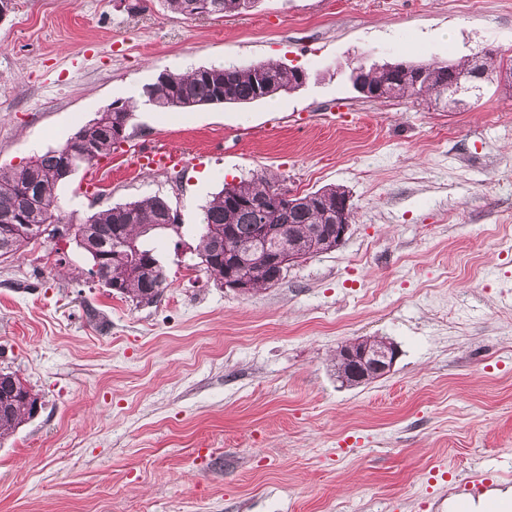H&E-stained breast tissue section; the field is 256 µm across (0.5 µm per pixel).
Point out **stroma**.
Returning <instances> with one entry per match:
<instances>
[{
    "label": "stroma",
    "mask_w": 512,
    "mask_h": 512,
    "mask_svg": "<svg viewBox=\"0 0 512 512\" xmlns=\"http://www.w3.org/2000/svg\"><path fill=\"white\" fill-rule=\"evenodd\" d=\"M501 69L449 104L369 100L357 62ZM270 61L306 71L279 105L164 111L162 72ZM127 141L57 190L63 221L164 197L148 240L169 282L138 306L93 282L75 241L0 259V371L39 414L0 439V512H451L456 487H512V0H258L222 18L165 0H13L0 20V166L65 143L108 105ZM145 141L183 151L147 172ZM336 185L342 246L239 295L196 255L202 207L252 175ZM359 336L401 355L348 387Z\"/></svg>",
    "instance_id": "1"
}]
</instances>
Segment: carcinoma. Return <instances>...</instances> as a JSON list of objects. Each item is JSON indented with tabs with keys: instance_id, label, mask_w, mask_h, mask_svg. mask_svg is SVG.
Listing matches in <instances>:
<instances>
[{
	"instance_id": "carcinoma-1",
	"label": "carcinoma",
	"mask_w": 512,
	"mask_h": 512,
	"mask_svg": "<svg viewBox=\"0 0 512 512\" xmlns=\"http://www.w3.org/2000/svg\"><path fill=\"white\" fill-rule=\"evenodd\" d=\"M170 12L183 16L221 17L227 13L246 11V0H216L217 10L199 11L201 0H165ZM465 62L416 63L397 62L386 67L369 69L358 64L357 79L369 88V99L409 98L425 100L433 97L438 87L448 82V70H460ZM303 84V72L298 68H285L259 61L247 67L224 66L159 77L145 88L148 101L160 109L187 110L221 103L244 104L257 98H270L287 94ZM84 142L79 150L63 156L61 149H49L37 156L36 164L21 165L0 170V222L9 219L27 199H32L29 220L32 224H57L59 209L56 189L65 182L64 165L72 168L91 162L84 147L90 146L102 155L110 153L105 132L91 126L82 127ZM275 185L256 175L243 178L236 184H224L202 208L197 252L207 256L205 269L217 285H224V276L248 275L275 278L277 268L259 262L238 265L226 256L224 241L211 235L209 226L224 231L232 243L244 248L254 246L256 237L255 214L265 211L267 223L286 226L288 236L279 238L284 246H302L314 240L319 250L327 251L325 240L331 236L330 224L334 223L332 210L336 198L346 194L341 187L331 186L300 197L301 203L290 208L274 198ZM170 208L168 201L154 195L118 204L87 216L100 225L108 240L109 257L101 263L99 284L130 300L137 306L154 303L168 287L163 267L159 265L154 250L147 247L144 237L164 224V215ZM134 240L142 254L157 264L161 280L155 284L138 277L129 259L126 243ZM30 418V411L21 394L0 397V437L15 430Z\"/></svg>"
}]
</instances>
